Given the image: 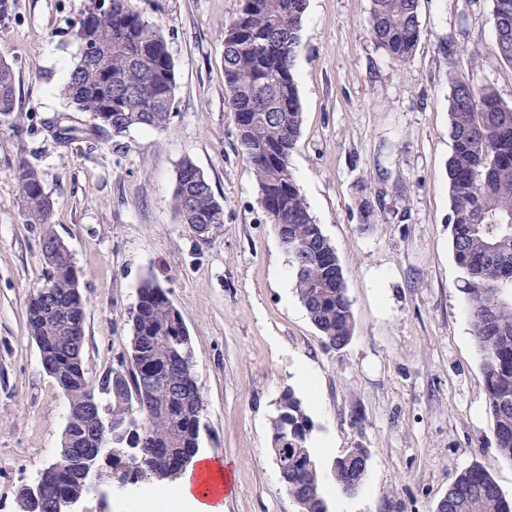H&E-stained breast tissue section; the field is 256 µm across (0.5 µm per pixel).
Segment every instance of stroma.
I'll use <instances>...</instances> for the list:
<instances>
[{
    "instance_id": "35a3bbf8",
    "label": "stroma",
    "mask_w": 512,
    "mask_h": 512,
    "mask_svg": "<svg viewBox=\"0 0 512 512\" xmlns=\"http://www.w3.org/2000/svg\"><path fill=\"white\" fill-rule=\"evenodd\" d=\"M84 0H15L0 19V59L16 73L13 120L0 121V512L57 454L66 401L27 329L43 277V228L26 223L14 167L25 158L53 201L85 300L83 363L92 386L117 368L141 282L181 312L204 399L200 453L222 457L224 512H295L273 461L270 422L286 387L304 399L328 512H435L458 473L486 468L512 499V462L495 452L481 354L452 253L446 168L448 63L512 105V64L496 47L489 0H420L412 57L391 62L370 38L371 0H307L296 58L303 112L291 167L336 250L354 313L326 347L298 300L289 258L260 208L253 168L225 109L224 25L241 0H129L166 37L175 63L167 129L62 145L43 129L65 112L57 89L76 62L69 30ZM191 159L224 204L200 243L174 206ZM375 221L365 224L363 203ZM371 455L354 495L331 473L348 449ZM135 493L90 487L79 512H129Z\"/></svg>"
}]
</instances>
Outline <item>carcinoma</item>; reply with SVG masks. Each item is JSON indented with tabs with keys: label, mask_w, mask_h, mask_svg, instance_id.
Returning <instances> with one entry per match:
<instances>
[{
	"label": "carcinoma",
	"mask_w": 512,
	"mask_h": 512,
	"mask_svg": "<svg viewBox=\"0 0 512 512\" xmlns=\"http://www.w3.org/2000/svg\"><path fill=\"white\" fill-rule=\"evenodd\" d=\"M494 30L508 33L500 56L512 63V0H491ZM306 0H241L224 29L225 104L237 139L252 164L258 204L277 233L288 238L295 293L326 346L345 347L354 314L335 248L297 187L290 157L302 123L295 63ZM420 0H371L369 34L395 63L407 61L420 38ZM77 43L99 45L93 63L75 64L59 95L73 112L87 116L88 131L114 138L133 128L166 129L176 90L175 64L165 38L128 7L111 0L100 11L86 0L70 26ZM448 160L452 249L463 270L475 341L483 355L495 451L512 461V302L500 285L512 283V105L490 86L464 85L465 71L449 61ZM16 111L13 67L0 59V116ZM19 209L28 224L46 226L41 244L46 274L27 306V326L44 371L67 401L58 467L40 471L18 494L19 512H48L45 487L55 496L86 491L71 440L97 448L109 463L105 478L123 484L172 481L198 453L204 399L194 373L193 346L180 311L160 284L143 280L131 319L121 368L101 383L102 405L83 367L85 303L67 245L48 225L52 202L39 169L27 159L15 166ZM175 209L191 228L224 223L219 201L200 169L184 160L177 173ZM273 452L298 512H328L321 476L309 444L314 424L293 387L284 389L272 418ZM370 465L366 448H353L333 462L337 484L358 490ZM436 512H512L508 499L481 466L461 471Z\"/></svg>",
	"instance_id": "obj_1"
}]
</instances>
